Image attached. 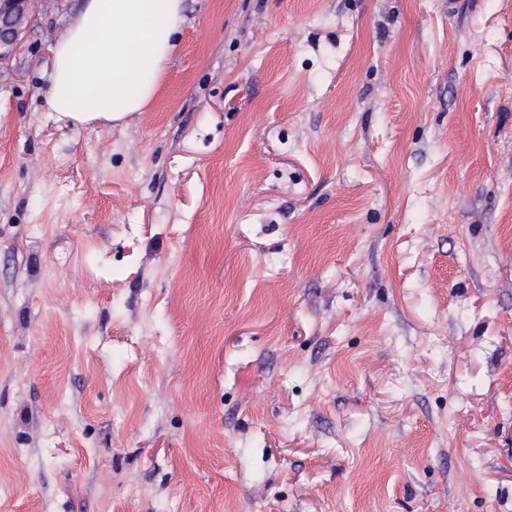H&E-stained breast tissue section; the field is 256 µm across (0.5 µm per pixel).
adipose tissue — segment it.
<instances>
[{
	"mask_svg": "<svg viewBox=\"0 0 512 512\" xmlns=\"http://www.w3.org/2000/svg\"><path fill=\"white\" fill-rule=\"evenodd\" d=\"M185 21L184 0H85L54 47L47 111L76 125L144 111Z\"/></svg>",
	"mask_w": 512,
	"mask_h": 512,
	"instance_id": "obj_1",
	"label": "adipose tissue"
}]
</instances>
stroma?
I'll list each match as a JSON object with an SVG mask.
<instances>
[{
    "instance_id": "obj_1",
    "label": "stroma",
    "mask_w": 512,
    "mask_h": 512,
    "mask_svg": "<svg viewBox=\"0 0 512 512\" xmlns=\"http://www.w3.org/2000/svg\"><path fill=\"white\" fill-rule=\"evenodd\" d=\"M0 67V512H512V0H184L122 123Z\"/></svg>"
}]
</instances>
